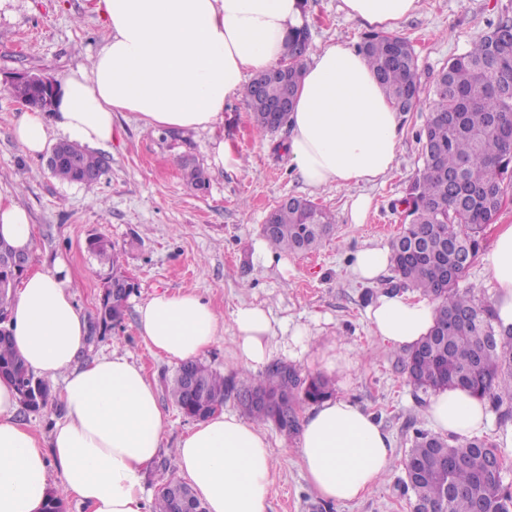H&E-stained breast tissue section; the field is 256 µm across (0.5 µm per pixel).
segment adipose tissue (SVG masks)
I'll return each mask as SVG.
<instances>
[{"label":"adipose tissue","mask_w":512,"mask_h":512,"mask_svg":"<svg viewBox=\"0 0 512 512\" xmlns=\"http://www.w3.org/2000/svg\"><path fill=\"white\" fill-rule=\"evenodd\" d=\"M419 0H341L347 17L386 33ZM109 31L89 66L68 73L54 111L21 113L13 136L32 156L50 136L88 148L112 142L113 118L135 113L144 127L216 131L224 106L242 96L248 74L277 66L308 18L303 0H91ZM286 151L305 182L357 186L384 177L400 145V120L365 56L342 41L319 45L304 67L288 116ZM0 238L33 251L28 212L0 195ZM485 265L497 325L512 327V224L499 225ZM70 276L29 273L9 309L13 347L29 369L59 384L62 416L48 441L19 421L13 383L0 379V512H43L50 491L89 512H149L144 483L169 431L154 384L124 350L87 357L88 322ZM435 305L400 293L379 296L369 318L380 340L411 348L431 329ZM232 323L240 368L264 364L273 325L241 304L230 319L192 291L157 292L138 308L143 341L169 362L198 358ZM427 415L436 432L481 435L483 400L460 389L434 393ZM300 458L323 499L361 498L390 469L389 436L350 401L326 399L301 424ZM272 451L265 435L223 412L196 423L177 442L179 473L205 512H267Z\"/></svg>","instance_id":"obj_1"}]
</instances>
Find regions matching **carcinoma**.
Returning <instances> with one entry per match:
<instances>
[{
    "label": "carcinoma",
    "instance_id": "carcinoma-1",
    "mask_svg": "<svg viewBox=\"0 0 512 512\" xmlns=\"http://www.w3.org/2000/svg\"><path fill=\"white\" fill-rule=\"evenodd\" d=\"M313 46L307 29L288 42V62L255 77L244 96L257 129L270 131L288 122L281 116L272 125L268 104L294 103L306 57ZM358 50L367 58L380 85L399 115L423 103L414 52L397 35L365 34ZM419 137L430 144L421 152L423 167L412 182L407 204L410 221L391 242V266L396 274L389 287L413 289L436 304L430 334L407 354L415 366L413 385L436 392L453 388L488 400L499 411L501 423L512 421V330L503 333L495 324L492 304L476 300L460 282L480 250V237L494 223L500 200L512 185V15L498 16L488 31L463 54L448 59L435 81L429 117ZM68 154L78 165L64 160L51 173L76 182L82 173L101 176L107 165L102 156L70 144ZM273 224L263 239L276 252H312L334 230L332 215L311 201L294 197L278 204L268 216ZM87 248L100 262L112 265V279L122 280L119 256L101 235L88 239ZM16 252L0 238V318L6 319L12 301L14 272L9 259ZM129 295L100 297L91 317V336H104L120 323ZM195 390L188 388L178 368L167 392L186 417L208 416L210 404L224 403L234 394L256 389L267 401L246 408L257 420L283 430L299 431L298 408L318 404L333 394L320 377H306L301 386L287 382L285 372L295 368L273 363L259 381H235L200 362H190ZM0 377L11 380L20 396L21 410L38 412L49 399L50 385L36 378L14 351L8 332H0ZM448 455L453 466L444 472L437 457ZM501 451L480 437L444 439L415 429L403 467L414 508L431 512H512V491L494 468ZM195 500L191 487L181 481L167 483L156 498L153 512H179Z\"/></svg>",
    "mask_w": 512,
    "mask_h": 512
}]
</instances>
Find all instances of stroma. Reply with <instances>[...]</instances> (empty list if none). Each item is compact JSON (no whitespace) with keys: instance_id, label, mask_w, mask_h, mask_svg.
Listing matches in <instances>:
<instances>
[{"instance_id":"35a3bbf8","label":"stroma","mask_w":512,"mask_h":512,"mask_svg":"<svg viewBox=\"0 0 512 512\" xmlns=\"http://www.w3.org/2000/svg\"><path fill=\"white\" fill-rule=\"evenodd\" d=\"M313 45L345 41L358 45L367 26L349 19L341 0H304ZM512 14V0H419L399 34L413 46L423 107L401 120L400 146L391 171L375 185L309 187L282 146L289 128L264 133L254 125L245 98L224 107L215 132L147 129L135 113L114 119V136L101 149L108 169L91 185L54 177L46 155H28L13 137L23 107L11 84L24 73L62 79L88 64L108 36L89 0H6L0 6V193L31 215L35 247L31 269L61 265L72 279L75 301L84 314L95 311L111 268L88 251L95 235L108 238L123 270L136 283L121 324L91 343V354L120 346L142 364L155 384L171 426L145 480L146 498H155L177 479L176 447L194 421L170 401L165 385L176 367L154 355L138 331V307L159 291L192 290L223 316L242 303L269 314L275 336L272 361L301 375H321L344 398L372 414L391 437L394 464L360 499L331 502L317 495L301 466L297 435L271 424L261 429L272 447V494L268 512H412L402 492V460L415 429H430V396L408 384L401 366L404 349L381 342L367 317L386 293L391 272L373 281L357 277L352 266L363 249H386L404 222L396 203L423 162L417 135L423 127L434 80L452 56L465 52L487 30L488 21ZM225 141L247 162L235 171L213 162L216 141ZM192 160L208 179L198 190L184 178L182 163ZM364 193L371 199L366 220L351 223L349 203ZM312 200L331 211L335 229L307 254H280L268 262L258 254L260 227L286 197ZM309 329L307 350L294 348L295 326Z\"/></svg>"}]
</instances>
